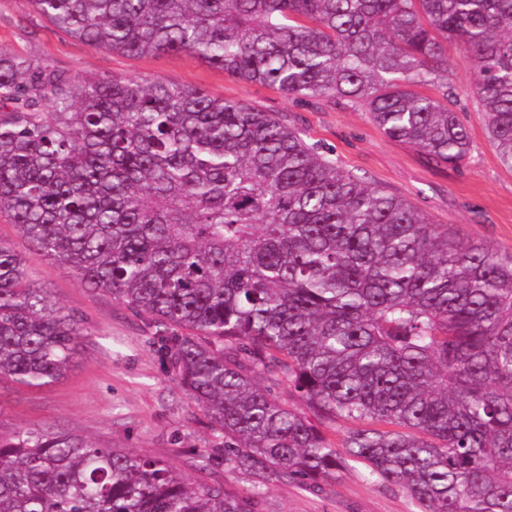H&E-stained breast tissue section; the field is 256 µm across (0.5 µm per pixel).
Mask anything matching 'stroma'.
Returning <instances> with one entry per match:
<instances>
[{
  "instance_id": "1",
  "label": "stroma",
  "mask_w": 512,
  "mask_h": 512,
  "mask_svg": "<svg viewBox=\"0 0 512 512\" xmlns=\"http://www.w3.org/2000/svg\"><path fill=\"white\" fill-rule=\"evenodd\" d=\"M0 51L70 74L165 79L212 96L275 113L319 144L329 159L375 186L407 196L430 220L459 238L512 252V168L490 143L481 107L470 94L474 61L464 49L451 54L454 110L467 127L471 151L457 168L438 165L414 146L387 138L362 108L345 102L291 100L276 89L228 76L189 53L131 57L93 49L38 15L30 0H0ZM0 238L13 244L31 280L47 289L63 312L79 315L86 334L63 376L40 388L0 382V436L53 428L109 448H125L168 463L189 483L253 491L256 479L212 464L198 466L215 436L207 418L180 390L156 353L148 331L111 295L82 287L73 271L37 254L11 219L0 213ZM258 512H417L406 493L370 479L351 464L336 479L312 488L273 477Z\"/></svg>"
}]
</instances>
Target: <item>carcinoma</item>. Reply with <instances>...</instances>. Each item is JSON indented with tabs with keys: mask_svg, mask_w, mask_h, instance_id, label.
I'll return each mask as SVG.
<instances>
[{
	"mask_svg": "<svg viewBox=\"0 0 512 512\" xmlns=\"http://www.w3.org/2000/svg\"><path fill=\"white\" fill-rule=\"evenodd\" d=\"M31 4L96 49L191 53L289 99L357 104L450 167L471 150L448 106L463 47L512 167V0ZM2 211L141 319L216 435L203 467L315 487L355 461L420 512H512V253L461 242L271 112L5 52ZM84 332L0 239V377L54 382ZM338 420L360 424L342 454L328 434ZM258 496L69 432L0 438V512H257Z\"/></svg>",
	"mask_w": 512,
	"mask_h": 512,
	"instance_id": "carcinoma-1",
	"label": "carcinoma"
}]
</instances>
